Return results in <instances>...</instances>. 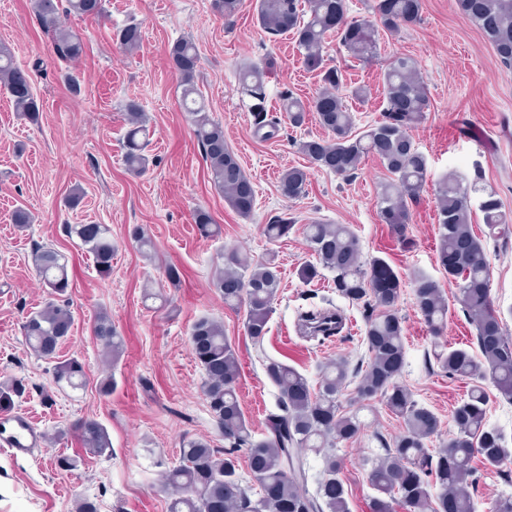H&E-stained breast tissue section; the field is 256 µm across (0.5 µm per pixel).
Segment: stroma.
Wrapping results in <instances>:
<instances>
[{"instance_id": "stroma-1", "label": "stroma", "mask_w": 512, "mask_h": 512, "mask_svg": "<svg viewBox=\"0 0 512 512\" xmlns=\"http://www.w3.org/2000/svg\"><path fill=\"white\" fill-rule=\"evenodd\" d=\"M255 4L243 0L227 19L213 0H105L102 16L60 15V25L85 44L79 59L62 61L30 0H0V41L11 45L19 64H43L34 75L42 106L38 123L18 118L9 97L0 94V382L22 386L14 409L29 411L46 433L44 448L31 456L15 459L0 452V512H75L80 497L95 499L100 512H167L161 462H175L186 439L223 443L189 345L200 317L223 323L237 353L241 408L259 435L278 411V390L265 374L267 360L288 363L315 390L328 361L342 358L354 366L366 358V311L338 294L329 271L308 283L300 277L301 268L316 261L304 234L313 222L348 225L359 239L362 263L381 258L399 275L405 336L399 381L414 400L445 422L465 398L470 381L448 377L435 359L436 352L451 347L477 349L475 327L437 260V187L448 176L492 189L512 214V69L500 64L455 0H422L420 21L396 32L380 30L379 52L367 61L349 58L337 37L328 39L324 64L343 73L339 94L353 116L354 133L383 120V77L393 57H412L415 77L427 90L430 108L411 132L427 158V180L409 204L400 238L376 207L387 177L376 157H365L348 179L311 166L297 142L328 135L311 114L297 127L281 122L272 138L255 135L252 100L238 82L243 66L267 68L265 106L275 116L282 92L306 102L323 87L320 71L304 65L292 35L272 37L261 28ZM131 21L140 25L142 41L125 52L114 34ZM182 37L196 45L195 82L209 114L223 125L228 147L255 187L251 219L232 211L209 180L181 105V77L169 62L171 45ZM354 86L365 88L364 99L351 96ZM130 100L139 102L148 118L149 165L140 175L124 163L123 105ZM291 167L308 172L304 194L293 200L279 191V178ZM76 188L83 198L72 208L67 199ZM19 205L34 216L23 230L11 221ZM199 209L211 214L219 235L201 236L193 222ZM282 214L294 227L288 237L269 240L264 226ZM87 223L111 230L116 251L109 276H101L92 256L63 232L64 225ZM471 225L485 241L490 298L512 341V231L489 237L476 210ZM137 227L152 240L150 254H143L132 236ZM38 245L56 248L68 262L74 325L60 354L82 363L86 384L79 388L56 382L53 364L25 343L22 324L47 298L32 262ZM235 248L256 262L274 257L280 273L269 332L259 344L246 336L243 312L225 307L212 284L225 253ZM170 265L181 272L179 284L166 279ZM420 276L437 282L448 300V319L437 333L414 304L413 282ZM326 308L345 320V328L328 340L301 333V313ZM102 312L124 339L115 363L93 334ZM107 376L115 388L104 396L98 383ZM358 416L361 431L338 443L336 453L343 460L340 477L350 512H373L376 492L369 473L385 453L378 438L397 434L402 426L378 398L361 401ZM86 419L107 429L110 450L83 454L74 471L56 468L54 457L83 453L76 427ZM473 466L476 512H490L497 500L512 496V463L487 469L477 459Z\"/></svg>"}]
</instances>
